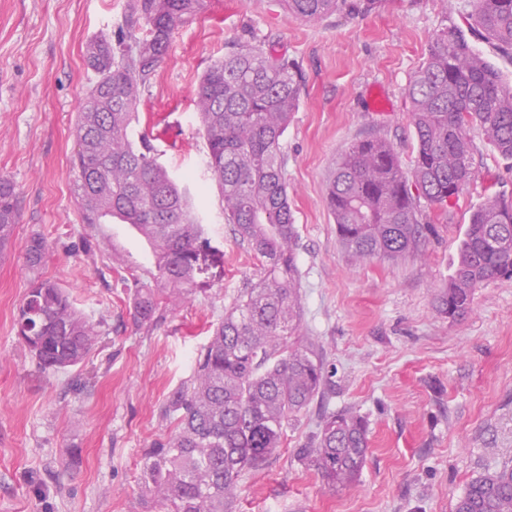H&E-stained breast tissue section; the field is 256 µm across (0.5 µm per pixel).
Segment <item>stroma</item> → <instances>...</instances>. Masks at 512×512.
Returning <instances> with one entry per match:
<instances>
[{
	"mask_svg": "<svg viewBox=\"0 0 512 512\" xmlns=\"http://www.w3.org/2000/svg\"><path fill=\"white\" fill-rule=\"evenodd\" d=\"M127 0H0V174L17 188L19 221L0 251V512H148L144 451L170 431L162 408L190 382L196 353L245 288L263 275L224 221L197 118L202 73L242 46L288 59L300 101L280 144L299 236L303 334L325 355L327 387L289 425L282 447L244 471L235 512H454L469 481L512 461V280L476 289L472 312L449 321L433 307L471 213L512 195V160L478 129L473 181L441 208L422 205V256L354 261L326 202L336 160L379 135L403 164L415 156L407 89L430 40L471 0H377L316 22L281 0H206L179 26L138 105L139 131L159 161L187 179L216 252L204 290L162 320L135 325L137 283L151 280L148 247L126 224H86L74 198V116L91 74L85 47L117 36ZM42 236L38 274L69 294L99 332L86 361L41 371L14 328L33 274L27 241ZM351 408L370 422L358 483L325 489L298 449L323 412Z\"/></svg>",
	"mask_w": 512,
	"mask_h": 512,
	"instance_id": "35a3bbf8",
	"label": "stroma"
}]
</instances>
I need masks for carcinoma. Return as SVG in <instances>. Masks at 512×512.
<instances>
[{
    "instance_id": "obj_1",
    "label": "carcinoma",
    "mask_w": 512,
    "mask_h": 512,
    "mask_svg": "<svg viewBox=\"0 0 512 512\" xmlns=\"http://www.w3.org/2000/svg\"><path fill=\"white\" fill-rule=\"evenodd\" d=\"M205 0H128L125 31L86 45L94 74L76 116L72 167L83 222L131 225L153 257L152 284L136 290L133 318L154 322L167 300H187L201 286L209 254L206 225L186 187L158 161L148 135L129 139L141 95L168 51L173 30L204 9ZM288 13L314 21L354 5L348 0H286ZM470 27L512 56V0H472ZM300 97L285 60L242 47L212 63L197 89L207 143L206 164L224 203V223L264 259V275L245 289L194 360V382L172 392L163 414L167 437L143 458L141 487L158 512H230L243 472L280 447L290 421L324 397L323 351L302 336L298 235L283 178L280 140ZM417 142L411 168L393 145L374 138L353 145L335 163L326 200L344 250L359 262L419 253L426 230L420 200L443 205L475 174L470 128L512 159V89L475 53L455 22L431 40L408 87ZM18 223L13 181L0 175V248ZM46 244L30 237L25 259L41 265ZM512 280V198H487L471 215L448 286L434 297L450 320L473 310L477 288ZM18 338L44 371L79 365L97 341L94 326L55 282L30 286L15 318ZM369 452V426L345 408L322 415L299 460L332 491L359 480ZM455 512H512V464L473 478Z\"/></svg>"
}]
</instances>
